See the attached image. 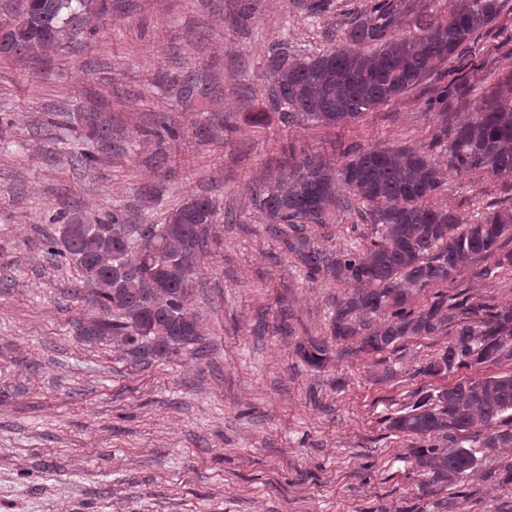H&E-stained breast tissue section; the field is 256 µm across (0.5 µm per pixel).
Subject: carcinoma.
<instances>
[{
    "label": "carcinoma",
    "mask_w": 512,
    "mask_h": 512,
    "mask_svg": "<svg viewBox=\"0 0 512 512\" xmlns=\"http://www.w3.org/2000/svg\"><path fill=\"white\" fill-rule=\"evenodd\" d=\"M110 7L108 0H32L28 8L21 3L0 21V57H37L57 44L62 25L77 14L104 16ZM501 9L502 0H452L446 21L420 25V35L386 39L385 25L394 21L391 5L373 0L370 16L353 25L349 39L373 42L378 49L361 54L343 48L299 58L288 54L286 44L272 49L267 59L270 104L290 123H348L417 86L444 59L459 56ZM169 82L184 99L212 93L210 83L194 71ZM85 121L91 137L112 138L103 110L91 109ZM449 136L455 168L512 174V73L499 78ZM338 180L369 206L370 222L378 227V240L362 256L351 250L335 256L318 251L303 235L305 225L323 223L324 214L336 205ZM440 185V172L425 153L387 149L358 152L339 171L306 158L286 175L250 189L268 230L296 256L309 279L327 277L353 286L336 302L330 339L298 345L307 365L323 367L335 343H352L360 352L380 355L447 325L453 336L426 367L428 374L447 376L502 357L512 359V308L475 320L465 299L450 305L439 297L425 309L412 307L415 294L453 278L467 260L490 259L499 269L512 268V250H504L503 243L512 237V211L489 208L465 222L453 211L429 204ZM214 217L208 197H191L164 223L151 225L154 246L144 250L131 239L121 210L87 225L70 243L57 235L47 237V254L76 266L103 312L79 325V335L111 337L137 364L170 358L188 347L206 356L188 298ZM283 224L291 233L282 230ZM372 317L383 322L374 324ZM387 421L388 429L421 440L411 457L427 485L456 486L477 467L479 454L461 445V434L477 424H495L483 447L512 445V374L460 379Z\"/></svg>",
    "instance_id": "cac0c4a2"
}]
</instances>
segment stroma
Returning <instances> with one entry per match:
<instances>
[{"label": "stroma", "mask_w": 512, "mask_h": 512, "mask_svg": "<svg viewBox=\"0 0 512 512\" xmlns=\"http://www.w3.org/2000/svg\"><path fill=\"white\" fill-rule=\"evenodd\" d=\"M387 37L415 33L419 15L442 21L449 0H392ZM251 4L250 17L242 7ZM370 0H112L106 16L70 22L38 59H0V512H512L504 482L512 447L481 448L463 497L432 491L410 456L413 437L388 429L449 378L426 374L448 331L376 355L335 346L316 370L298 343L325 338L345 286L305 279L266 229L253 184L305 157L334 168L371 148L425 152L443 176L433 206L473 217L512 209V175L452 168L445 113L429 107L457 77L448 112L464 117L512 72V0L477 38L469 67L445 60L416 87L336 126L284 123L268 99L267 58L347 45L350 20ZM194 70L219 96L184 100L163 77ZM104 100L112 143L94 147L79 121ZM171 125L164 141L150 130ZM212 125L213 137L199 127ZM94 150L98 161L77 166ZM158 194L146 199L144 190ZM307 225L327 253L375 237L361 200ZM216 208L189 298L206 357L192 350L136 364L115 340L77 327L101 311L74 265L45 255L59 215L94 220L122 209L160 224L189 197ZM470 260L454 280L424 288L512 308V270L483 276Z\"/></svg>", "instance_id": "1"}]
</instances>
